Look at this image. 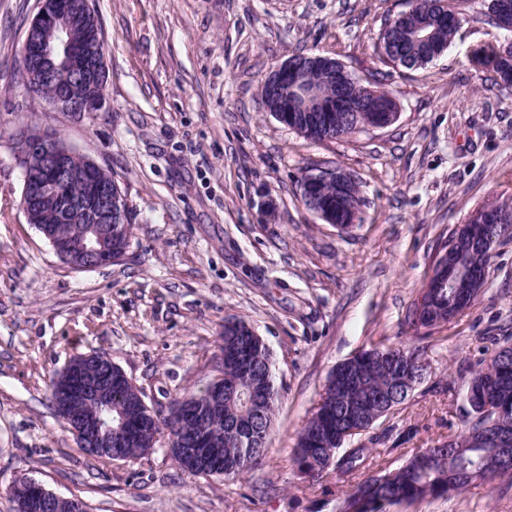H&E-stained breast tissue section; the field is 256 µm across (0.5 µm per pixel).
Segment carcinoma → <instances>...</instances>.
I'll return each mask as SVG.
<instances>
[{
  "instance_id": "carcinoma-1",
  "label": "carcinoma",
  "mask_w": 512,
  "mask_h": 512,
  "mask_svg": "<svg viewBox=\"0 0 512 512\" xmlns=\"http://www.w3.org/2000/svg\"><path fill=\"white\" fill-rule=\"evenodd\" d=\"M454 0H448V10L435 4V0H417L413 8L396 15L386 22L381 30L375 49L382 63L417 69L439 57L448 48L459 20L456 18ZM492 23L512 32V10L500 12L490 4ZM484 63L490 67L504 85L512 86V57L498 54L492 44L484 48ZM304 84L315 86L333 96L354 100L361 97V84L353 78L338 89L322 79L319 73H308ZM281 99L288 100V110L295 118L292 130L311 140L339 139L357 132L353 123L344 120L345 113L315 112L296 105L297 94L290 87H282L276 98L268 99L274 107ZM393 105L388 93L379 91L365 108L362 118L375 119ZM121 208L126 223L112 224V254L130 247L133 224L126 199H121ZM460 292L458 288L440 289L435 316L448 315L450 304ZM222 352L219 363L224 392L209 385L198 394H191L176 402L189 411L201 412L204 424L190 422L177 430L170 417L163 416L153 408L144 406L143 392L138 389L118 367L109 363L90 362L82 370V378L89 382L101 379L112 371V397L100 405L90 404L81 411L82 423L91 433L97 429L100 418L110 416L113 424H121L120 435L112 437V452L128 460L137 459L159 447L165 436L176 437L181 448H215L223 456L224 480H238L259 465L265 456L267 439L272 426L279 390L272 371L270 352L262 340L243 321L224 324ZM393 351L408 361L423 358L418 347L391 346L372 348L358 353L359 379L336 397L334 383L327 381L320 395L316 412L303 426L295 455L306 448L314 449L313 466H324L328 457L325 449H339L336 432L341 422L357 415L377 422L404 404L424 375L409 373L406 384L393 367L385 352ZM506 384L495 392L481 397L482 406H508L500 417L484 413L465 425L455 436L458 452L478 461L484 479L511 480L512 474L498 471L499 449L492 445H470L478 439L481 429L495 419L499 427L512 432V366L504 370ZM364 449L351 448L336 460V470L347 473L355 469L363 458ZM470 484L465 475H460L448 465V449L428 448L407 459L398 468L382 475L370 476L357 488L345 494L338 505V512H384L385 506L396 502H415L427 497L441 498L450 492Z\"/></svg>"
}]
</instances>
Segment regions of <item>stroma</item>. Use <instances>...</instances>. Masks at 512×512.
Wrapping results in <instances>:
<instances>
[{
  "instance_id": "stroma-1",
  "label": "stroma",
  "mask_w": 512,
  "mask_h": 512,
  "mask_svg": "<svg viewBox=\"0 0 512 512\" xmlns=\"http://www.w3.org/2000/svg\"><path fill=\"white\" fill-rule=\"evenodd\" d=\"M108 54L103 107L75 114L31 99L19 72L40 0H0V512L35 480L89 512H337L342 494L459 434L472 372L512 344V239L469 308L415 333L407 313L441 241L476 207L512 201V86L468 58L512 41L485 0H460L448 50L419 69L374 49L405 0H89ZM340 59L396 101V121L313 141L259 101L293 54ZM55 131L112 173L132 213L124 257L75 270L19 208L14 134ZM358 183L348 231L295 196L303 169ZM276 205L262 222L258 203ZM267 344L280 398L261 465L235 482L193 477L158 448L127 461L85 453L51 399L77 355L109 356L169 414L217 378L226 321ZM423 347L429 369L394 414L347 440L364 462L319 480L292 462L334 367L360 350ZM386 512H512V482H475Z\"/></svg>"
}]
</instances>
